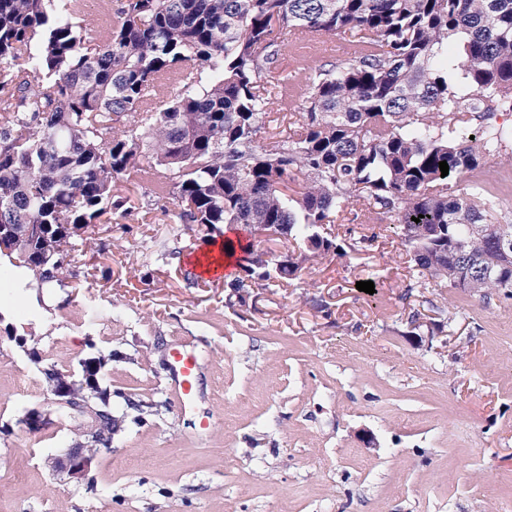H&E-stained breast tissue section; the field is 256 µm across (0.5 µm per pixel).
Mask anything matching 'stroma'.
Returning <instances> with one entry per match:
<instances>
[{"label": "stroma", "mask_w": 512, "mask_h": 512, "mask_svg": "<svg viewBox=\"0 0 512 512\" xmlns=\"http://www.w3.org/2000/svg\"><path fill=\"white\" fill-rule=\"evenodd\" d=\"M475 176L512 222V154ZM391 222L344 212L333 229L345 256L304 265L249 307L229 303L220 278L187 287L205 240L142 209L87 230L69 287L1 292L0 512H512V299L433 283L406 295L404 246L368 240ZM116 239L122 249L98 252ZM35 310L36 362L7 333ZM417 311L455 313L448 339L410 335ZM182 346L200 364L188 411L167 364ZM96 349L117 354L104 386L125 424L77 483L51 462L79 420L59 417L42 371L78 369ZM128 394L161 402L159 415L137 423ZM31 409L50 424L29 431Z\"/></svg>", "instance_id": "stroma-1"}]
</instances>
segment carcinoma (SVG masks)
<instances>
[{"mask_svg":"<svg viewBox=\"0 0 512 512\" xmlns=\"http://www.w3.org/2000/svg\"><path fill=\"white\" fill-rule=\"evenodd\" d=\"M0 0V289L76 279V240L135 208L170 224H270L302 248L286 266L254 250L225 286L296 278L341 249L321 233L360 205L394 217L417 281L512 298V224L497 222L486 185L462 176L512 144L495 121L512 111V0ZM348 33L353 54L305 74L306 124L262 146L265 118L288 83L279 69L292 33ZM208 80L201 81V73ZM180 92L160 96L165 75ZM152 158L160 169L146 167ZM449 174L441 176L439 162ZM151 173L140 199L122 193ZM420 221H412L419 218ZM412 334L435 336L411 316ZM43 372L47 390L93 395L95 428L77 441L107 448L120 428L97 374Z\"/></svg>","mask_w":512,"mask_h":512,"instance_id":"cac0c4a2","label":"carcinoma"}]
</instances>
